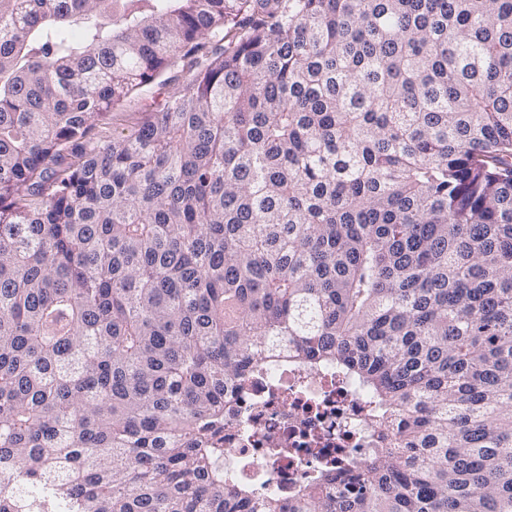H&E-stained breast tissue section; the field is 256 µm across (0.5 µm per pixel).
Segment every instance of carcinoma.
<instances>
[{
    "label": "carcinoma",
    "mask_w": 512,
    "mask_h": 512,
    "mask_svg": "<svg viewBox=\"0 0 512 512\" xmlns=\"http://www.w3.org/2000/svg\"><path fill=\"white\" fill-rule=\"evenodd\" d=\"M276 358L392 431L288 501L224 473ZM61 502L512 512V0H0V512ZM144 101L138 102V98L134 97L131 101L125 102L118 109L113 111L112 124L108 126L106 131L112 132V129L121 130L122 128L130 129L136 123L137 112L140 111L141 105Z\"/></svg>",
    "instance_id": "obj_1"
}]
</instances>
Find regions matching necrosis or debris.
<instances>
[{
    "instance_id": "1",
    "label": "necrosis or debris",
    "mask_w": 512,
    "mask_h": 512,
    "mask_svg": "<svg viewBox=\"0 0 512 512\" xmlns=\"http://www.w3.org/2000/svg\"><path fill=\"white\" fill-rule=\"evenodd\" d=\"M364 394L335 370L276 362L224 399V466L287 499L315 469L372 442Z\"/></svg>"
}]
</instances>
